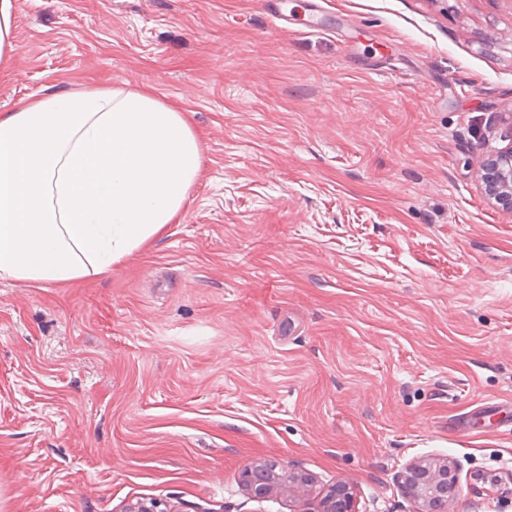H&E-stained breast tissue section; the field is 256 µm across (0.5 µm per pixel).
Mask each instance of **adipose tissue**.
I'll return each mask as SVG.
<instances>
[{"instance_id": "obj_1", "label": "adipose tissue", "mask_w": 512, "mask_h": 512, "mask_svg": "<svg viewBox=\"0 0 512 512\" xmlns=\"http://www.w3.org/2000/svg\"><path fill=\"white\" fill-rule=\"evenodd\" d=\"M188 113L143 87L78 85L0 113V282L111 270L174 223L199 180Z\"/></svg>"}]
</instances>
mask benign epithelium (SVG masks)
Returning <instances> with one entry per match:
<instances>
[{"label": "benign epithelium", "mask_w": 512, "mask_h": 512, "mask_svg": "<svg viewBox=\"0 0 512 512\" xmlns=\"http://www.w3.org/2000/svg\"><path fill=\"white\" fill-rule=\"evenodd\" d=\"M483 180L485 193L501 211L511 214V147L486 160ZM241 481L257 501L277 496L301 507L299 512H358L355 489L349 481L338 479L328 489L319 490L313 475L293 464L257 461L244 469ZM401 482L410 503L408 512H451L456 481L448 459H416L405 467Z\"/></svg>", "instance_id": "7a95c632"}]
</instances>
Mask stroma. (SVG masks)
<instances>
[{
    "label": "stroma",
    "mask_w": 512,
    "mask_h": 512,
    "mask_svg": "<svg viewBox=\"0 0 512 512\" xmlns=\"http://www.w3.org/2000/svg\"><path fill=\"white\" fill-rule=\"evenodd\" d=\"M15 0L0 113L152 88L202 133L178 222L72 284L0 282V512H290V462L359 512L459 462L453 512H512V0ZM485 193L498 208L512 213V148L503 150L483 164ZM241 481L257 501L281 497L294 506L293 512H358L354 486L338 479L327 490L317 491V481L306 470L293 464L257 461L244 469Z\"/></svg>",
    "instance_id": "35a3bbf8"
}]
</instances>
